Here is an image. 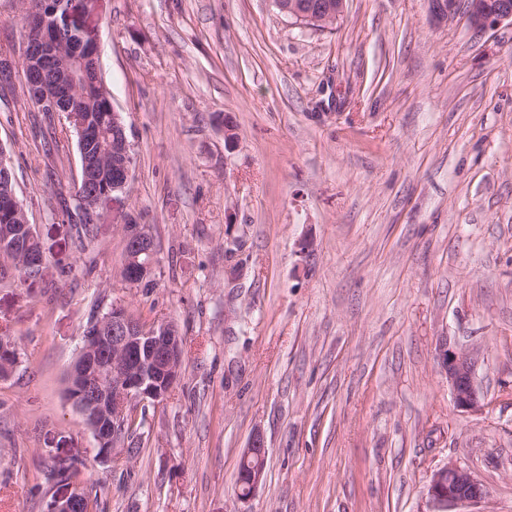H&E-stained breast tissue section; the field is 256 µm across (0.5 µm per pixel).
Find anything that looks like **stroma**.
I'll list each match as a JSON object with an SVG mask.
<instances>
[{
	"label": "stroma",
	"instance_id": "obj_1",
	"mask_svg": "<svg viewBox=\"0 0 512 512\" xmlns=\"http://www.w3.org/2000/svg\"><path fill=\"white\" fill-rule=\"evenodd\" d=\"M0 0V57L23 49ZM99 66L133 147L126 210L159 263L121 281L123 232L63 220L77 136L0 90L4 149L45 256L0 282V512H47L82 460L90 512H428L448 463L512 512V23L429 0H347L327 29L271 0H101ZM239 140H224V116ZM70 275H63V268ZM173 323L181 378L138 403L132 452L66 397L92 315ZM474 354L481 412L454 403L439 343ZM267 448L255 493L239 462ZM266 454L267 451L264 441L260 436H256L249 448L244 450L239 466L238 483L240 482L242 470L245 464L243 472L245 480L240 483L245 486V491L244 493H240L241 495L239 494L240 499L245 500L251 497L262 482L265 472ZM243 485L240 486L241 490L243 489Z\"/></svg>",
	"mask_w": 512,
	"mask_h": 512
}]
</instances>
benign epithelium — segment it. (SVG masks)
<instances>
[{"instance_id": "1", "label": "benign epithelium", "mask_w": 512, "mask_h": 512, "mask_svg": "<svg viewBox=\"0 0 512 512\" xmlns=\"http://www.w3.org/2000/svg\"><path fill=\"white\" fill-rule=\"evenodd\" d=\"M432 10L440 17L464 16L472 28L483 30L512 21V0H430ZM24 41L20 67L24 76L27 100L35 112H62L79 140L80 172L76 195L67 200L69 217L85 214L91 223L101 220L100 204L110 198L117 202L127 193L132 178L134 158L127 136L119 138L114 154L105 155L98 148L99 136L90 120L75 107L87 84L84 65L98 61V43L91 27H86L83 52H73L64 42L48 38L56 29L57 11L49 8V0H23ZM273 6L295 22L315 28H328L344 15L347 0H326L321 4L304 0H273ZM54 69L50 82L34 79L46 66ZM6 222L27 229V213L15 193L0 209ZM129 214L117 207L113 223L122 225L126 257L119 271L120 279L130 286L147 280V273L157 265L153 238L146 226L129 225ZM181 336L168 322L145 327L121 306L95 319L83 334L79 358L69 374L68 397L82 414L98 441V459L108 458L127 438L122 419L137 402H163L181 376ZM438 364L448 379L454 403L465 411L481 412L486 406L475 383V360L442 342ZM266 448L261 437L253 439L242 454L245 464L239 498L253 495L262 482L266 464ZM423 494L432 506L431 512H458L462 506L477 505L488 496L487 486L470 471L449 463L436 469L425 485ZM85 493L76 488L69 496L50 501L47 512H81Z\"/></svg>"}]
</instances>
